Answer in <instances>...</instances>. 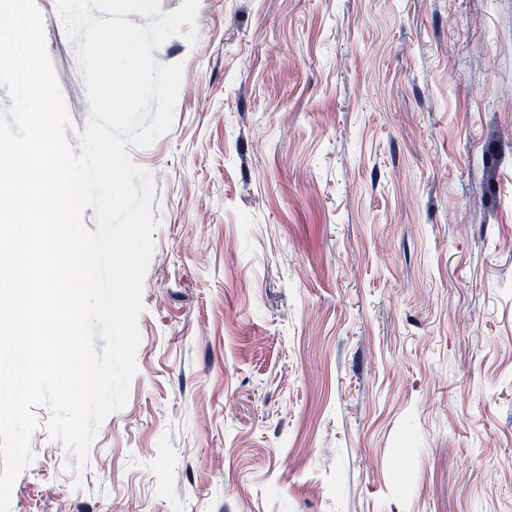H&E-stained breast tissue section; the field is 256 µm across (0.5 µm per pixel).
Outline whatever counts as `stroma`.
<instances>
[{
  "label": "stroma",
  "mask_w": 512,
  "mask_h": 512,
  "mask_svg": "<svg viewBox=\"0 0 512 512\" xmlns=\"http://www.w3.org/2000/svg\"><path fill=\"white\" fill-rule=\"evenodd\" d=\"M73 130L89 107L36 0ZM129 399L9 512H512V0H199Z\"/></svg>",
  "instance_id": "1"
}]
</instances>
